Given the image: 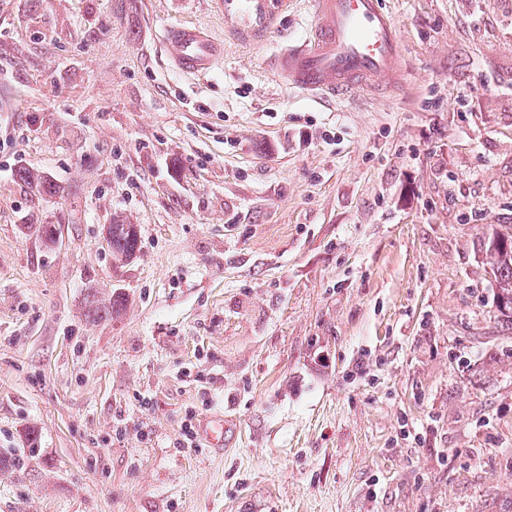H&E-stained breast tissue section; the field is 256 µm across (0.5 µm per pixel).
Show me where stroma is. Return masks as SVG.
<instances>
[{
    "instance_id": "35a3bbf8",
    "label": "stroma",
    "mask_w": 512,
    "mask_h": 512,
    "mask_svg": "<svg viewBox=\"0 0 512 512\" xmlns=\"http://www.w3.org/2000/svg\"><path fill=\"white\" fill-rule=\"evenodd\" d=\"M385 3L404 82L354 106L266 66L311 0L261 44L213 0H0V512H512V0ZM163 43L170 65L185 74H208L224 55L222 40L190 23L166 26ZM108 243L112 258L116 261H127L133 258L138 249V234L136 226L125 224L120 219H114L108 228ZM485 242L494 278V301L501 317L512 330V224H499Z\"/></svg>"
}]
</instances>
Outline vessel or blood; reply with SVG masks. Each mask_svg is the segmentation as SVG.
Here are the masks:
<instances>
[{"label":"vessel or blood","instance_id":"b4317fda","mask_svg":"<svg viewBox=\"0 0 512 512\" xmlns=\"http://www.w3.org/2000/svg\"><path fill=\"white\" fill-rule=\"evenodd\" d=\"M227 23L255 38L277 31L286 0H215ZM303 39L277 51L272 69L290 88L315 99L370 96L399 74L398 28L384 0H311ZM170 65L185 74L210 73L224 43L190 23L166 26Z\"/></svg>","mask_w":512,"mask_h":512}]
</instances>
